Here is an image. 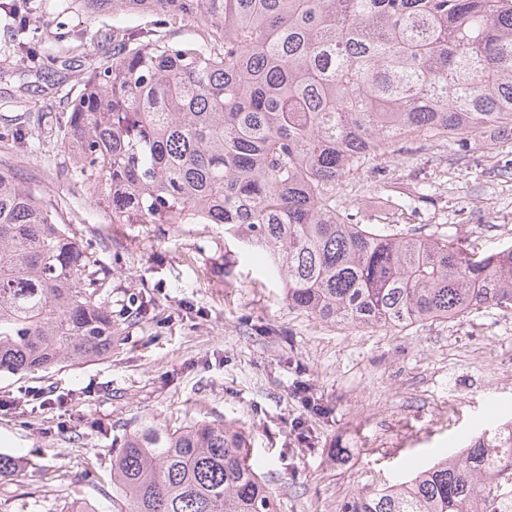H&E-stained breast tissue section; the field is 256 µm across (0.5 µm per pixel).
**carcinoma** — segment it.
Returning a JSON list of instances; mask_svg holds the SVG:
<instances>
[{
  "label": "carcinoma",
  "instance_id": "obj_1",
  "mask_svg": "<svg viewBox=\"0 0 512 512\" xmlns=\"http://www.w3.org/2000/svg\"><path fill=\"white\" fill-rule=\"evenodd\" d=\"M116 26L56 140L114 224H222L288 307L405 328L512 308V246L399 237L336 209L351 169L414 137L512 126V0H75ZM194 26L198 38L176 41ZM112 279L36 190L0 169V373L112 351ZM21 460L0 452V479ZM116 512H275L245 434L143 421L106 475ZM340 512H512V438L482 432Z\"/></svg>",
  "mask_w": 512,
  "mask_h": 512
}]
</instances>
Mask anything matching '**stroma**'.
<instances>
[{
	"mask_svg": "<svg viewBox=\"0 0 512 512\" xmlns=\"http://www.w3.org/2000/svg\"><path fill=\"white\" fill-rule=\"evenodd\" d=\"M19 29L0 9V57L28 43L25 69L0 72V168L39 189L112 276L122 323L101 359L34 375H0V452L31 460L0 480V512H114L112 441L133 422L205 419L244 430L276 512H340L355 494L408 479L512 421V309L405 329L353 328L289 308L281 281L251 252L224 253L220 224H116L105 201L74 182L38 113L66 125L104 35L128 16L33 0ZM423 186L427 199L391 226L482 250L512 244V131L404 139L347 177L338 210L362 223Z\"/></svg>",
	"mask_w": 512,
	"mask_h": 512,
	"instance_id": "obj_1",
	"label": "stroma"
}]
</instances>
